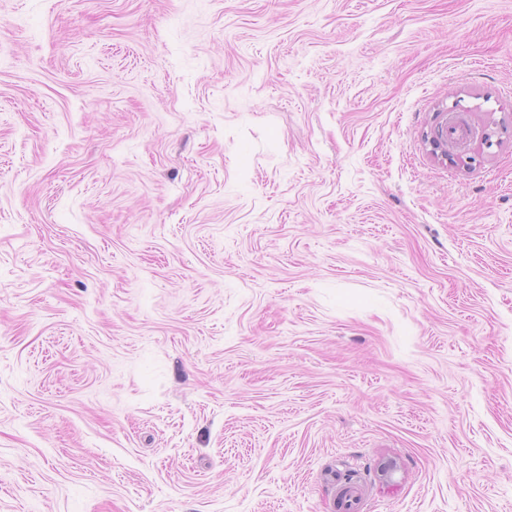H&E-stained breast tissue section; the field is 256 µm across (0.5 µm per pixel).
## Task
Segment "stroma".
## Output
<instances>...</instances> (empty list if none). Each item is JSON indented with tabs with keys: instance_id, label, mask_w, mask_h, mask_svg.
Wrapping results in <instances>:
<instances>
[{
	"instance_id": "obj_1",
	"label": "stroma",
	"mask_w": 512,
	"mask_h": 512,
	"mask_svg": "<svg viewBox=\"0 0 512 512\" xmlns=\"http://www.w3.org/2000/svg\"><path fill=\"white\" fill-rule=\"evenodd\" d=\"M331 472L512 512V0H0V512Z\"/></svg>"
}]
</instances>
